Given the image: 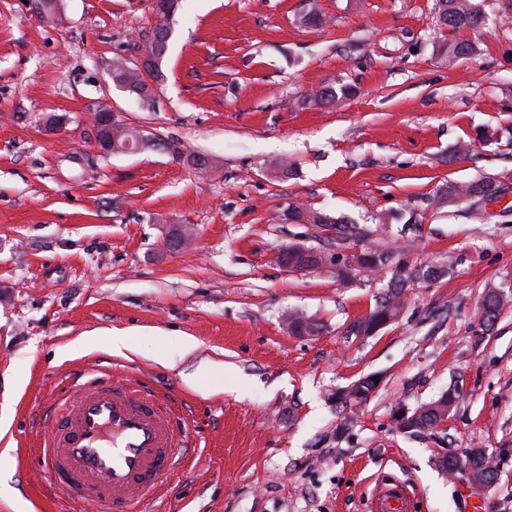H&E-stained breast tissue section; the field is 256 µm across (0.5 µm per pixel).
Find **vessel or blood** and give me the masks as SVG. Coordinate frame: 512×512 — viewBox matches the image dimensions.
Here are the masks:
<instances>
[{"instance_id":"obj_1","label":"vessel or blood","mask_w":512,"mask_h":512,"mask_svg":"<svg viewBox=\"0 0 512 512\" xmlns=\"http://www.w3.org/2000/svg\"><path fill=\"white\" fill-rule=\"evenodd\" d=\"M81 395L49 400L43 416L56 428L44 439L40 461L52 492L76 497L92 512H128L132 504L158 496L186 452V421L168 395L140 380L95 379ZM408 490L385 485L377 512H398Z\"/></svg>"}]
</instances>
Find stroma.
Returning a JSON list of instances; mask_svg holds the SVG:
<instances>
[{
  "mask_svg": "<svg viewBox=\"0 0 512 512\" xmlns=\"http://www.w3.org/2000/svg\"><path fill=\"white\" fill-rule=\"evenodd\" d=\"M316 2L321 32L301 25L304 0H181L147 103L110 66L137 60L158 24L151 0H58L53 17L0 0V512H85L39 467L37 415L69 376L100 367L176 393L195 445L132 512H370L384 478L407 485V512H512V304L491 330L476 317L484 289L512 297V0H489L463 34L477 54L452 62L436 0ZM324 86L350 93L303 105ZM105 97L160 145L100 153ZM170 141L209 156L211 172L174 162ZM461 141L470 152L453 159ZM483 175L504 176L502 198L435 205L448 183ZM292 205L367 229L351 251L446 274L414 283L396 321L354 335L389 277L282 268L279 249L329 243L284 219ZM172 224L192 228L174 251ZM293 312L320 334H289ZM115 330L129 331L128 356L113 355ZM88 333L96 343L72 350ZM202 367L196 390L184 376ZM365 375L380 379L369 398L337 404ZM453 384L443 425L400 429V411ZM473 448L497 463L490 487L438 466Z\"/></svg>",
  "mask_w": 512,
  "mask_h": 512,
  "instance_id": "stroma-1",
  "label": "stroma"
}]
</instances>
